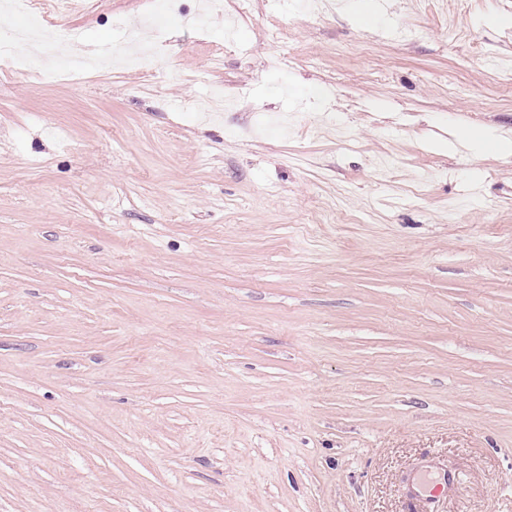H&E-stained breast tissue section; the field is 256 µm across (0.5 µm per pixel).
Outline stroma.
<instances>
[{"label":"stroma","instance_id":"35a3bbf8","mask_svg":"<svg viewBox=\"0 0 512 512\" xmlns=\"http://www.w3.org/2000/svg\"><path fill=\"white\" fill-rule=\"evenodd\" d=\"M166 3L0 62V512H512V0ZM143 32L145 36L142 35ZM161 40V29L156 20L150 17L141 29L126 28L123 33V46L113 52L110 47L109 51L99 57L98 65L119 56L126 66H156L160 61L156 55V43H161Z\"/></svg>","mask_w":512,"mask_h":512}]
</instances>
